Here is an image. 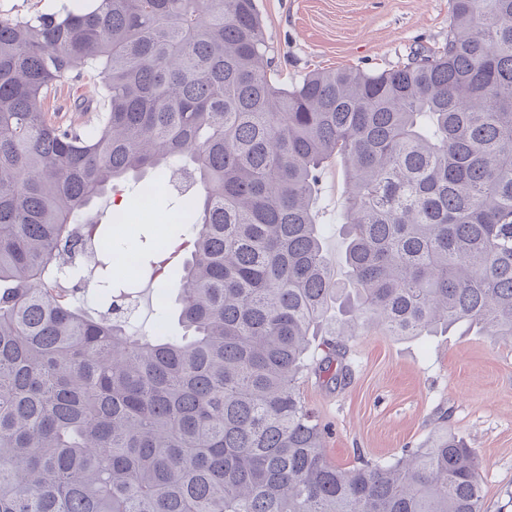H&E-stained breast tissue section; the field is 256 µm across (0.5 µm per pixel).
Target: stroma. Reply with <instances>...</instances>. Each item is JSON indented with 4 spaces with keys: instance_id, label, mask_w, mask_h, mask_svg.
Wrapping results in <instances>:
<instances>
[{
    "instance_id": "1",
    "label": "stroma",
    "mask_w": 512,
    "mask_h": 512,
    "mask_svg": "<svg viewBox=\"0 0 512 512\" xmlns=\"http://www.w3.org/2000/svg\"><path fill=\"white\" fill-rule=\"evenodd\" d=\"M273 76L292 84L313 70L353 67L381 72L435 49L448 36V0H257ZM102 103L99 78L82 68L71 85L50 91L48 111L67 116L75 98ZM343 169L324 172L319 207L324 245L336 275L344 273L340 229ZM183 200L161 187L150 214L113 228L141 257L136 273L143 332H152L160 312L152 264L155 240ZM350 375L325 385L316 371L300 384L301 396L327 428L326 454L337 466L383 462L401 449L425 444L438 428L463 438L481 461L487 512H512V343L493 341L464 327L400 339L378 333L353 337L344 359Z\"/></svg>"
}]
</instances>
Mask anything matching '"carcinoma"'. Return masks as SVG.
Returning a JSON list of instances; mask_svg holds the SVG:
<instances>
[{"label":"carcinoma","mask_w":512,"mask_h":512,"mask_svg":"<svg viewBox=\"0 0 512 512\" xmlns=\"http://www.w3.org/2000/svg\"><path fill=\"white\" fill-rule=\"evenodd\" d=\"M448 38L395 69L271 76L256 0H61L0 17V512H485L446 431L351 469L301 400L362 333L465 325L512 342V0H448ZM107 108L49 90L78 66ZM345 168L347 281L316 208ZM198 187L152 334L85 213L130 176ZM97 243L110 296L89 314ZM334 338L315 349L332 304ZM70 82L57 89H52L48 93L46 99L48 111L59 112V116L64 119L68 113L74 110L76 97L91 101L93 107L96 105L98 107L99 103H103L100 79L93 70L87 67L82 68L78 71L76 78Z\"/></svg>","instance_id":"carcinoma-1"}]
</instances>
